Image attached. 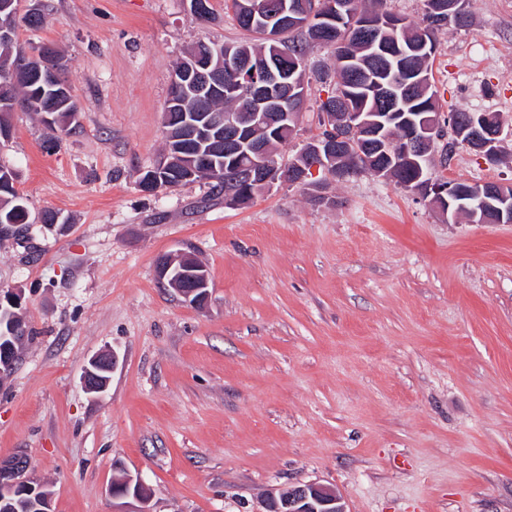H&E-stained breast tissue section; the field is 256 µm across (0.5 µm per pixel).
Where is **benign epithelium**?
<instances>
[{
  "instance_id": "benign-epithelium-1",
  "label": "benign epithelium",
  "mask_w": 512,
  "mask_h": 512,
  "mask_svg": "<svg viewBox=\"0 0 512 512\" xmlns=\"http://www.w3.org/2000/svg\"><path fill=\"white\" fill-rule=\"evenodd\" d=\"M0 10L6 12V21L0 24V39H14L15 28L11 20L18 14V4L6 0L0 4ZM273 14L265 0H248L245 5L246 19L250 23L258 22L266 15ZM45 69V87L58 99L68 95V86L60 78L62 61L53 48L46 46L36 56L17 57L3 70L8 84L17 80L23 73L32 69ZM266 86L259 88L251 97L249 111L224 113L223 125H210L204 129L194 125L200 139L217 148L224 143V153L233 154L251 152L256 156L247 179H256L255 185L270 189L274 184L286 180L290 184H307V179L323 172L329 181L343 182L350 177L360 175L362 168L351 160L352 150L364 137H377L376 146L388 158V164L374 170L382 178H390L394 173L409 166L415 167L416 178L412 181V190L431 199L442 211L455 213L469 210L474 199L479 200L482 210L493 213L497 224H512V185L472 182L470 188L455 189V181L446 185L436 184L428 179L424 166L431 164L435 143L440 137V126L433 122L426 124L413 119L408 121L409 131L405 141L389 135L383 120H392L395 112H382L378 119L362 117L360 112H322L320 121L324 128L335 125L340 128L339 136L320 137L314 153L300 162L291 161L287 171L279 165L274 153L268 146L259 142L258 137L278 138L283 132L295 133L299 124L300 109L304 103V91L293 83L288 85L285 94L273 93L271 86L280 85L279 77L270 65H265ZM227 90L235 88V81L224 78V46L203 48L194 46L186 53L184 65L173 72L171 92L174 96L190 93L202 94L219 87ZM448 127L454 133V143L462 144L485 160L501 156L504 138L503 125L495 112H473L470 121L461 132H456L453 122ZM158 279L172 284L185 300L199 304L208 296L209 276L206 268L189 255H166L155 266ZM24 293L20 288L0 289V310L16 314V321L10 324L11 339H22L26 329L19 311L22 309ZM13 346L7 344L0 348V386L11 376L16 359L12 355ZM117 364L115 355L110 350H103L89 359L85 366L82 385L91 395L105 392L110 383L108 375L112 374ZM125 490L120 492L111 486L112 498L119 501L128 498L141 504L135 512H150L148 503L151 493L145 483L138 477L124 478ZM16 493H27L38 497L42 503V512H51L52 492L47 485L35 477L27 457L19 452L3 458L0 457V496L7 497ZM263 512H347L342 496L335 488L310 481L288 487L286 491H272L264 500Z\"/></svg>"
}]
</instances>
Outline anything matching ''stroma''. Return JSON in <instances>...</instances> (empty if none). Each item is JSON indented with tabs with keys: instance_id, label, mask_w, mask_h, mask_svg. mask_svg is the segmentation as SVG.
Wrapping results in <instances>:
<instances>
[{
	"instance_id": "1",
	"label": "stroma",
	"mask_w": 512,
	"mask_h": 512,
	"mask_svg": "<svg viewBox=\"0 0 512 512\" xmlns=\"http://www.w3.org/2000/svg\"><path fill=\"white\" fill-rule=\"evenodd\" d=\"M79 105L67 136L11 112L0 147L33 223L0 233V288L32 330L0 388V456L23 452L53 512H113L123 475L152 512H261L318 481L348 512H512V224L448 218L364 174L316 205L285 182L228 207L210 186L154 193L175 65L196 42L245 40L224 0H42ZM432 61L443 109L496 112L508 156L462 145L434 176L512 184V0H467ZM312 84L288 164L320 132ZM52 210L60 223L38 222ZM209 274L204 304L161 283L164 254ZM119 361L103 394L87 360ZM116 364L117 359L111 350H103L90 358L82 376L84 390L91 395L105 392L111 380L108 375H112ZM124 484L126 489L123 492H119L115 485L111 486L110 493L112 498L117 501L132 498L142 506L140 509L134 511L115 510L114 512H150L147 506L150 501L151 493L145 483L138 477L134 478L127 475L124 478ZM132 487L134 488L133 491Z\"/></svg>"
}]
</instances>
